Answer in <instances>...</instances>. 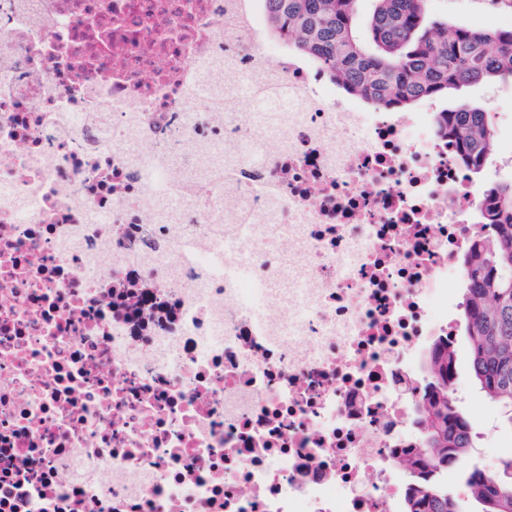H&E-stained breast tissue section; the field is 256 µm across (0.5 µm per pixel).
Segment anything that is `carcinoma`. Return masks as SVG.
Returning a JSON list of instances; mask_svg holds the SVG:
<instances>
[{"instance_id":"obj_1","label":"carcinoma","mask_w":512,"mask_h":512,"mask_svg":"<svg viewBox=\"0 0 512 512\" xmlns=\"http://www.w3.org/2000/svg\"><path fill=\"white\" fill-rule=\"evenodd\" d=\"M269 35L314 58L345 92L382 106L403 108L451 88L512 79V28L492 33L431 21L428 0H375L369 41L355 30L357 0H268ZM448 136L459 145L472 178L492 154L490 112L479 106L449 110ZM494 205L463 259L465 330L470 372L484 396L502 410L512 432V180L494 183ZM455 360L434 349L430 382L417 417L420 444L400 461L411 479L404 512H458L442 483L453 467L465 476L482 512H512V455L488 475L473 460L471 422L448 399Z\"/></svg>"}]
</instances>
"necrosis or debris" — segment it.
Returning a JSON list of instances; mask_svg holds the SVG:
<instances>
[{
  "mask_svg": "<svg viewBox=\"0 0 512 512\" xmlns=\"http://www.w3.org/2000/svg\"><path fill=\"white\" fill-rule=\"evenodd\" d=\"M267 10L0 0V512H399L488 190Z\"/></svg>",
  "mask_w": 512,
  "mask_h": 512,
  "instance_id": "4bbe7bcc",
  "label": "necrosis or debris"
}]
</instances>
